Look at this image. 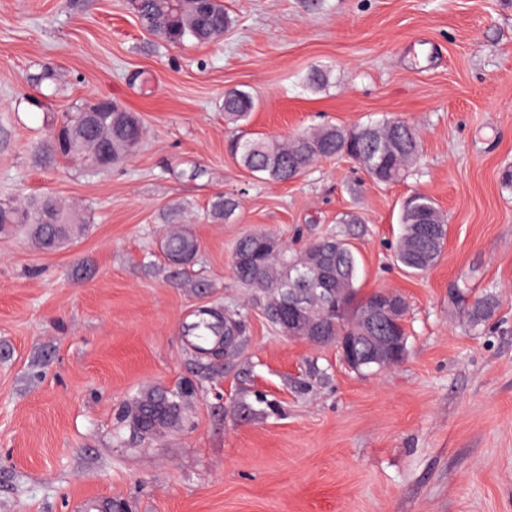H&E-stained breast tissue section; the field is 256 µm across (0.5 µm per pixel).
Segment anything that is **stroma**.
Instances as JSON below:
<instances>
[{
  "label": "stroma",
  "instance_id": "1",
  "mask_svg": "<svg viewBox=\"0 0 512 512\" xmlns=\"http://www.w3.org/2000/svg\"><path fill=\"white\" fill-rule=\"evenodd\" d=\"M224 7L222 39L168 45L127 0H0V202L47 195L87 222L52 252L0 234V512H512V0ZM234 89L260 101L248 131L398 117L421 156L389 186L345 158L258 179L228 150ZM101 97L140 113V150L93 175L43 164L61 115ZM416 192L449 228L418 276L394 258ZM218 193L240 202L229 221L209 216ZM177 204L199 245L185 267L162 249ZM252 231L349 242L361 293L409 303L404 360L363 375L282 336L234 276ZM458 289L495 312L470 323ZM203 309L244 315L235 353H197L185 327ZM151 388L180 411L144 438L121 415Z\"/></svg>",
  "mask_w": 512,
  "mask_h": 512
}]
</instances>
